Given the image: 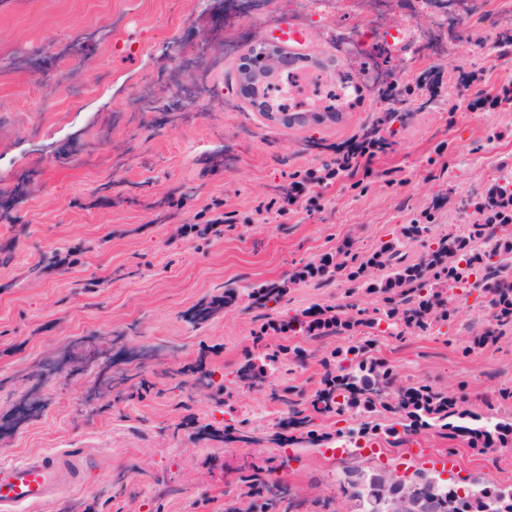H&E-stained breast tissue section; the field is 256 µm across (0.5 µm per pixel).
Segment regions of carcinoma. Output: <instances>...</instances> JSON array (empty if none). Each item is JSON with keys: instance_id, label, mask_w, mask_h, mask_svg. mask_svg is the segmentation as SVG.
Listing matches in <instances>:
<instances>
[{"instance_id": "carcinoma-1", "label": "carcinoma", "mask_w": 512, "mask_h": 512, "mask_svg": "<svg viewBox=\"0 0 512 512\" xmlns=\"http://www.w3.org/2000/svg\"><path fill=\"white\" fill-rule=\"evenodd\" d=\"M490 198L473 204L478 219L456 232L441 234L434 246L424 247L423 254L412 260L409 252L402 251L401 238L425 243L432 234L434 224L418 215L412 219L402 237L390 240L372 252L361 255L346 245L326 263H306L294 270L288 283L259 284L251 287L249 296L259 308L278 306L287 285L322 278L328 274L350 284L344 297L363 292L374 298V305L360 308L348 301L333 307H313L292 316H281L273 328L318 340L350 332H361L363 342L339 348L330 354L327 375L330 381L322 384L310 396V406L316 415H360L365 422L367 437L379 436L392 448H399L404 439L423 429H450L468 437L471 448L495 450L512 442V413L502 416V409L512 406V388L498 392L496 401L487 403L489 426L482 416L456 407L448 395L428 385L405 384L393 370L379 358L370 354L375 331L384 323L396 332L405 334H432L448 324L456 313L453 306V287L470 276L481 281V287L493 296L494 327L473 337L465 351L480 347L497 339L498 330L512 329V223L494 217ZM310 357L305 350L281 346L263 354L270 363L285 361L301 363ZM293 391L272 394V399L283 404L294 422L309 424L302 415ZM394 414L392 423L381 426L369 420L380 413ZM353 469L347 468L339 477L340 490L357 501L359 509L366 505V490L348 479ZM273 470L257 467L242 476L246 491L243 501L230 505L227 512H267L270 505L265 493L270 491Z\"/></svg>"}]
</instances>
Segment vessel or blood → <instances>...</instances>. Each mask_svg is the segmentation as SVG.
Instances as JSON below:
<instances>
[{
  "label": "vessel or blood",
  "instance_id": "obj_1",
  "mask_svg": "<svg viewBox=\"0 0 512 512\" xmlns=\"http://www.w3.org/2000/svg\"><path fill=\"white\" fill-rule=\"evenodd\" d=\"M82 464L75 455L42 454L0 467V512H28L77 483Z\"/></svg>",
  "mask_w": 512,
  "mask_h": 512
}]
</instances>
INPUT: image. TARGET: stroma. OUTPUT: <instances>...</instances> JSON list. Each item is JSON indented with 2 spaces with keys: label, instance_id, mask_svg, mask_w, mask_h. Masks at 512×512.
I'll use <instances>...</instances> for the list:
<instances>
[{
  "label": "stroma",
  "instance_id": "1",
  "mask_svg": "<svg viewBox=\"0 0 512 512\" xmlns=\"http://www.w3.org/2000/svg\"><path fill=\"white\" fill-rule=\"evenodd\" d=\"M510 23L512 0H0V246L14 247L0 265V465L88 458L81 480L34 512H225L241 474L281 455L288 467L272 478L288 495L276 512H353L328 450L363 418L317 417L312 443L298 426L254 417L277 409L271 391L313 394L324 357L349 339L269 336L270 348L312 356L244 386L262 322L247 290L345 243L369 253L424 210L440 232L471 216L490 176L512 168V102L492 111L470 91L433 98L416 83L458 68L483 71L491 93L512 83V44L500 41ZM289 24L360 95L284 127L250 109L234 75L244 42ZM416 24L421 37L388 48L396 26ZM141 95L151 111H131ZM375 125L390 145L370 176L338 178L319 206L258 220L296 174ZM218 220L221 234L199 237ZM51 253L60 263L28 276ZM343 300L331 278L288 289L282 306ZM455 306L440 332L378 334L375 354L403 381L466 394L480 412L512 387V333L471 348L494 307L479 288ZM89 344L95 381L80 372ZM359 466L512 488V446L483 454L439 429Z\"/></svg>",
  "mask_w": 512,
  "mask_h": 512
}]
</instances>
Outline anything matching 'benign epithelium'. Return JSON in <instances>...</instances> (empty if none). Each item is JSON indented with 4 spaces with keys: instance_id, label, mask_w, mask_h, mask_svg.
Listing matches in <instances>:
<instances>
[{
    "instance_id": "7a95c632",
    "label": "benign epithelium",
    "mask_w": 512,
    "mask_h": 512,
    "mask_svg": "<svg viewBox=\"0 0 512 512\" xmlns=\"http://www.w3.org/2000/svg\"><path fill=\"white\" fill-rule=\"evenodd\" d=\"M299 59L312 68L325 72L329 70L328 63L323 59L278 41L249 44L240 54L238 79L243 94L271 122H288V113L279 110L264 89L275 76L293 68ZM350 479L368 490V502L374 512H436L435 503L440 493L435 480L432 481V495L418 497L405 486L397 487V478L383 471L367 473L360 470L352 473Z\"/></svg>"
}]
</instances>
